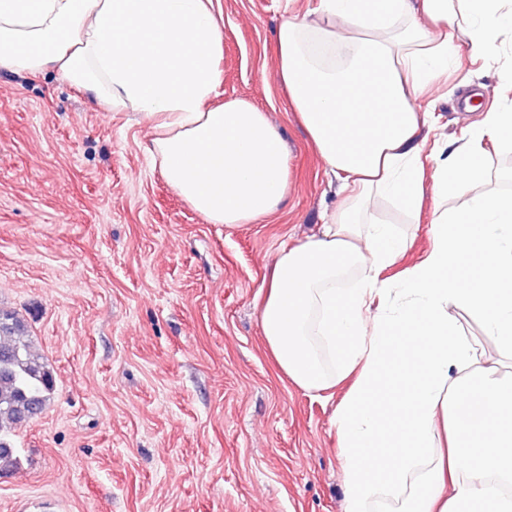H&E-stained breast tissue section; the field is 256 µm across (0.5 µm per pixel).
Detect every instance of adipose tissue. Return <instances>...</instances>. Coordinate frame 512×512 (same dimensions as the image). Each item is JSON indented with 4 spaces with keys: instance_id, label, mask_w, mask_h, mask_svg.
Returning <instances> with one entry per match:
<instances>
[{
    "instance_id": "ef3b65f1",
    "label": "adipose tissue",
    "mask_w": 512,
    "mask_h": 512,
    "mask_svg": "<svg viewBox=\"0 0 512 512\" xmlns=\"http://www.w3.org/2000/svg\"><path fill=\"white\" fill-rule=\"evenodd\" d=\"M512 0H307L280 24L274 52L288 105L336 178L340 202L317 233L275 255L260 324L280 371L319 392L353 384L336 409L345 512H370L427 462L403 512H512V374L463 338L456 312L476 318L512 353V194L488 189V146L512 144V107L428 149L433 102L448 82L458 35L472 54L496 51ZM224 39L212 0H0V69L55 65L111 110L134 108L154 131L148 148L171 187L210 223L250 224L276 211L291 152L265 113L213 104ZM438 196L426 255L390 288L382 270L408 240L366 220L373 196L419 207ZM483 187L464 207L459 185ZM366 276L340 287L353 268ZM404 395L383 400L391 367ZM403 451L400 463L371 452Z\"/></svg>"
}]
</instances>
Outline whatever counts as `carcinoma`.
Returning a JSON list of instances; mask_svg holds the SVG:
<instances>
[{"instance_id": "cac0c4a2", "label": "carcinoma", "mask_w": 512, "mask_h": 512, "mask_svg": "<svg viewBox=\"0 0 512 512\" xmlns=\"http://www.w3.org/2000/svg\"><path fill=\"white\" fill-rule=\"evenodd\" d=\"M53 387V373L25 323L0 309V469L15 460L11 433L45 410Z\"/></svg>"}]
</instances>
